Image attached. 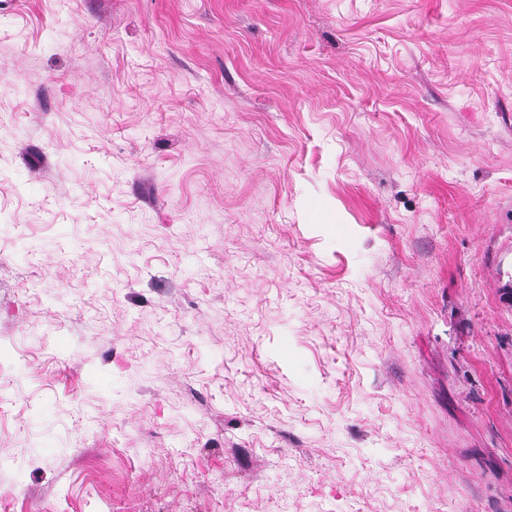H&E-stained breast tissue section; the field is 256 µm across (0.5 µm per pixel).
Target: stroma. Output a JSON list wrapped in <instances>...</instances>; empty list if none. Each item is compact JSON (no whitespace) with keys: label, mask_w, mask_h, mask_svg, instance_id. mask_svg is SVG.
Wrapping results in <instances>:
<instances>
[{"label":"stroma","mask_w":512,"mask_h":512,"mask_svg":"<svg viewBox=\"0 0 512 512\" xmlns=\"http://www.w3.org/2000/svg\"><path fill=\"white\" fill-rule=\"evenodd\" d=\"M9 512H512V0H0Z\"/></svg>","instance_id":"35a3bbf8"}]
</instances>
